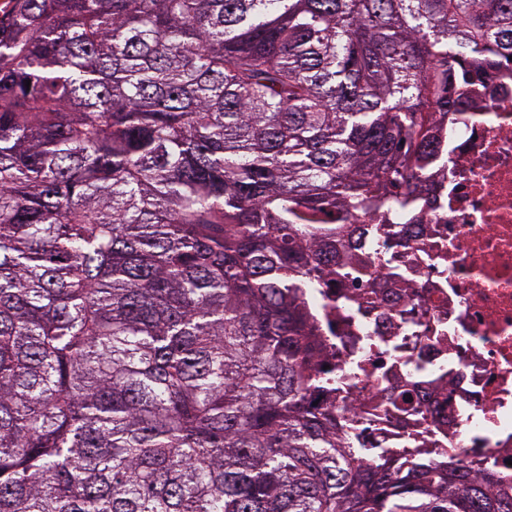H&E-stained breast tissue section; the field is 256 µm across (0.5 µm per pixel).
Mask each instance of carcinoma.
Masks as SVG:
<instances>
[{
    "label": "carcinoma",
    "mask_w": 512,
    "mask_h": 512,
    "mask_svg": "<svg viewBox=\"0 0 512 512\" xmlns=\"http://www.w3.org/2000/svg\"><path fill=\"white\" fill-rule=\"evenodd\" d=\"M511 56L512 0H7L0 512H512L357 461L301 293Z\"/></svg>",
    "instance_id": "obj_1"
}]
</instances>
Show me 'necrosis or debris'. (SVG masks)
Returning <instances> with one entry per match:
<instances>
[{
	"label": "necrosis or debris",
	"mask_w": 512,
	"mask_h": 512,
	"mask_svg": "<svg viewBox=\"0 0 512 512\" xmlns=\"http://www.w3.org/2000/svg\"><path fill=\"white\" fill-rule=\"evenodd\" d=\"M448 164L435 168L420 206L359 217L347 251L370 278L359 289L330 278L304 289L333 372L311 398L345 391L346 429L367 424L380 447L492 468L512 489V63L468 109L441 117ZM375 224L403 242L379 267ZM412 390L419 411L385 406Z\"/></svg>",
	"instance_id": "1"
}]
</instances>
